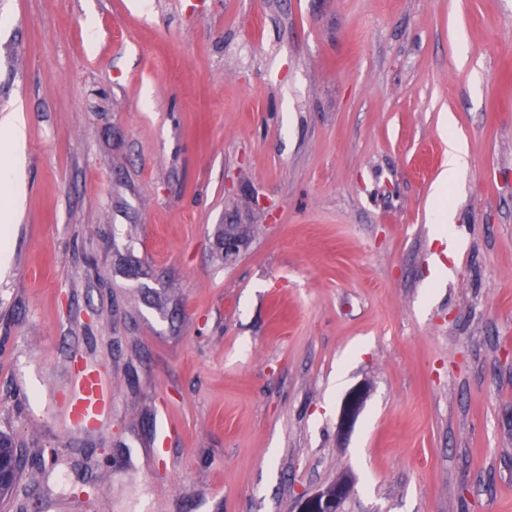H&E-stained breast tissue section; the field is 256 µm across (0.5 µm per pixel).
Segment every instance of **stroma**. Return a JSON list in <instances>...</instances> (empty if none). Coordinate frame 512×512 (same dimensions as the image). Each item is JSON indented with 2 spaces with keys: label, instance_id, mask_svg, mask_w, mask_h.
I'll return each instance as SVG.
<instances>
[{
  "label": "stroma",
  "instance_id": "obj_1",
  "mask_svg": "<svg viewBox=\"0 0 512 512\" xmlns=\"http://www.w3.org/2000/svg\"><path fill=\"white\" fill-rule=\"evenodd\" d=\"M9 116L0 512H512V0H0ZM468 167V153L464 142L454 133L453 121L448 118V160L446 167L441 173L431 200L437 206L433 212L434 224H451V211L438 206L437 201L441 198L443 190L448 184V178L457 179ZM71 413L78 423L92 422L112 408V391L106 388L94 365H85L72 387ZM350 493V484L345 480L311 495L302 496L290 512H343L342 506Z\"/></svg>",
  "mask_w": 512,
  "mask_h": 512
}]
</instances>
